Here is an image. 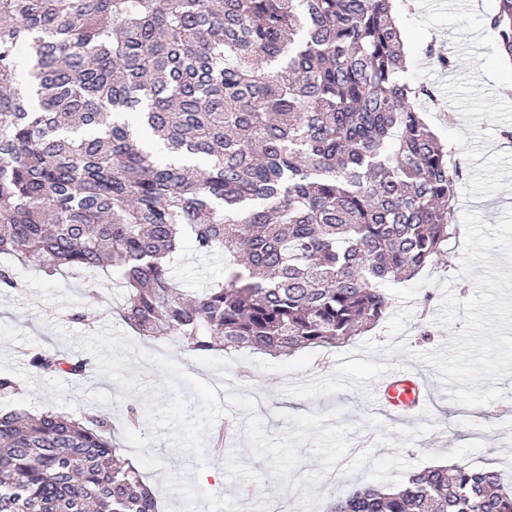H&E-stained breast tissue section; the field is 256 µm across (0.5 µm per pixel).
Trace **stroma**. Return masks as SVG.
<instances>
[{"label": "stroma", "mask_w": 512, "mask_h": 512, "mask_svg": "<svg viewBox=\"0 0 512 512\" xmlns=\"http://www.w3.org/2000/svg\"><path fill=\"white\" fill-rule=\"evenodd\" d=\"M396 0L407 66L406 78L432 87L439 101L425 120L448 142L461 175L456 217L478 214L496 225L512 207V95L501 90L507 75L498 38L485 25L497 0ZM455 47L449 68L425 58L427 44ZM462 238L449 239L437 269L391 290L394 308L413 315L400 339L407 352L361 354L367 341L387 345L386 325L350 343L308 348L289 357L215 351L195 356L171 336L139 335L120 317L124 290L101 276L95 299L86 280L49 277L31 262L0 255V266L22 281L0 290V375L15 377L18 393L0 397V408L32 414L53 410L75 418L109 413L122 418L140 398L143 431L117 430L122 455L147 483L159 487L162 512H326L327 505L368 481L402 482L410 472L450 460L501 473L512 489V416L498 415V402L466 407L452 401L437 370L415 360L418 352L445 350L463 321L435 324L440 286L451 281L468 300L474 275H460ZM178 281L202 288L224 275V260L184 248ZM431 302H424V295ZM88 321L72 320L74 309ZM428 329L431 338L421 341ZM56 348L90 359L93 369L76 378L38 374L29 354ZM416 369L435 381L418 416L392 420L374 411L380 377L390 369ZM230 424L221 450L217 426ZM207 480H199V473ZM257 494L243 495L245 487Z\"/></svg>", "instance_id": "35a3bbf8"}]
</instances>
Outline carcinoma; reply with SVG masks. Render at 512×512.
<instances>
[{"mask_svg":"<svg viewBox=\"0 0 512 512\" xmlns=\"http://www.w3.org/2000/svg\"><path fill=\"white\" fill-rule=\"evenodd\" d=\"M402 70L393 0H0V254L112 268L124 320L193 355L346 344L458 233L434 93ZM186 240L224 255L223 280L173 277ZM30 366L90 369L49 349ZM111 432L110 414L0 412V512H159ZM328 512H512V492L432 467Z\"/></svg>","mask_w":512,"mask_h":512,"instance_id":"cac0c4a2","label":"carcinoma"}]
</instances>
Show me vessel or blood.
<instances>
[{"label": "vessel or blood", "instance_id": "vessel-or-blood-1", "mask_svg": "<svg viewBox=\"0 0 512 512\" xmlns=\"http://www.w3.org/2000/svg\"><path fill=\"white\" fill-rule=\"evenodd\" d=\"M430 398V384L426 378L409 369L388 371L380 382L375 404L378 411L389 418L406 419Z\"/></svg>", "mask_w": 512, "mask_h": 512}]
</instances>
